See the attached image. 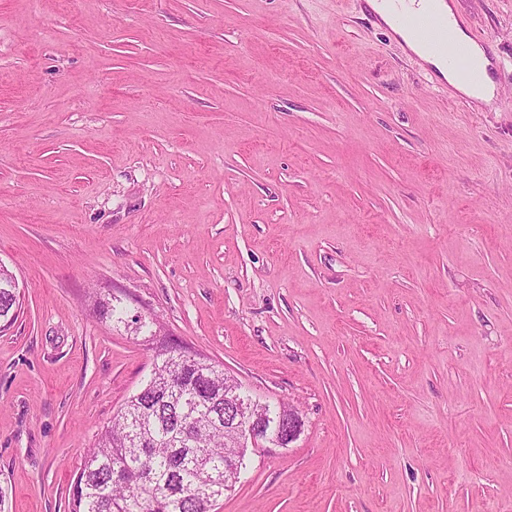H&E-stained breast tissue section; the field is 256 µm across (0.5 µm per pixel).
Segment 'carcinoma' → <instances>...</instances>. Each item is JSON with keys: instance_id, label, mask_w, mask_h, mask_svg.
Instances as JSON below:
<instances>
[{"instance_id": "obj_1", "label": "carcinoma", "mask_w": 512, "mask_h": 512, "mask_svg": "<svg viewBox=\"0 0 512 512\" xmlns=\"http://www.w3.org/2000/svg\"><path fill=\"white\" fill-rule=\"evenodd\" d=\"M13 279L0 268L3 329L20 307ZM182 351L177 343L158 351L151 377L89 448L69 512H210L235 488L224 462L236 438L216 412L236 381L206 358L184 364Z\"/></svg>"}]
</instances>
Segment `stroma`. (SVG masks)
Masks as SVG:
<instances>
[{
  "label": "stroma",
  "mask_w": 512,
  "mask_h": 512,
  "mask_svg": "<svg viewBox=\"0 0 512 512\" xmlns=\"http://www.w3.org/2000/svg\"><path fill=\"white\" fill-rule=\"evenodd\" d=\"M451 2L491 102L363 0H0L13 512L172 342L303 420L214 512H512V0ZM14 276L7 268H0V324L1 329L10 326L17 318V312L20 307L19 284L15 279V286L13 288ZM16 288L17 293L16 294ZM19 296V297H18ZM3 323V324H2Z\"/></svg>",
  "instance_id": "1"
}]
</instances>
